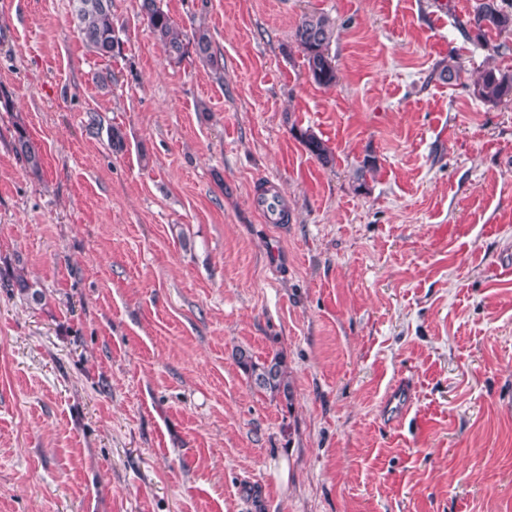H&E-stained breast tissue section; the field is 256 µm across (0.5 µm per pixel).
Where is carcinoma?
Segmentation results:
<instances>
[{
  "label": "carcinoma",
  "mask_w": 512,
  "mask_h": 512,
  "mask_svg": "<svg viewBox=\"0 0 512 512\" xmlns=\"http://www.w3.org/2000/svg\"><path fill=\"white\" fill-rule=\"evenodd\" d=\"M70 3L76 31L89 51L108 61L122 56L121 43L115 35L112 0H70ZM138 15L164 47L169 62L180 64L193 57L214 74L223 73L224 57L214 50L208 29L198 27L189 35L184 33L169 12L163 9L161 0H138ZM460 28L468 40L487 47L494 37L512 31V3H507V0H476L472 14L460 23ZM335 39L336 20L317 11L302 15L292 32L293 43L302 53L311 80L320 87H334L339 80L330 54V46ZM473 95L483 103L494 105L512 101V70L483 68L473 82ZM300 138L308 152L319 161L325 165L332 162L330 151L316 135L305 131L300 133ZM13 148L32 174L41 172V152L22 127L15 131ZM7 281L21 293L29 295L33 302L39 304L45 300L44 292L34 289V284L23 274L9 273ZM237 363L256 390L282 396L287 401L291 399L288 373L279 354L261 362L249 351L240 349Z\"/></svg>",
  "instance_id": "obj_1"
}]
</instances>
